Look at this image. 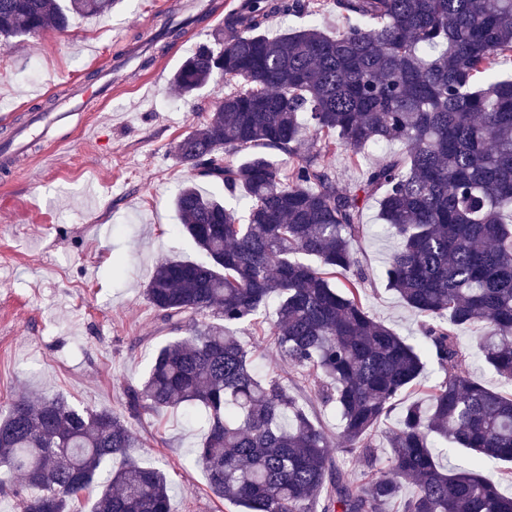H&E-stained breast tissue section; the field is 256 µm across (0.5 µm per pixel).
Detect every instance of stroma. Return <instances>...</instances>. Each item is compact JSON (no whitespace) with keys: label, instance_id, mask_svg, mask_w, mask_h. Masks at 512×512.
<instances>
[{"label":"stroma","instance_id":"obj_1","mask_svg":"<svg viewBox=\"0 0 512 512\" xmlns=\"http://www.w3.org/2000/svg\"><path fill=\"white\" fill-rule=\"evenodd\" d=\"M187 2L119 0L110 16L73 17L67 37L47 30L0 48V144L133 47L150 44L148 56L162 69L153 82L138 63L113 75L112 96L98 110L52 130L57 150L23 159L16 173L0 171V402L22 392L59 395L125 415L126 387L143 378L165 339L145 295L152 272L162 259L200 256L178 230L174 194L193 176L174 146L224 94L216 78L187 98L170 77L215 34L233 38L224 17L240 0H210L211 14L181 38L156 40ZM363 222L359 257L375 272L394 242L378 232L377 206L365 209ZM363 297L376 320L420 338L418 318L378 280ZM238 336L260 373L306 386V372L279 358L273 336ZM131 425L140 440L135 456L169 477L171 512H235L191 463L198 424L164 409Z\"/></svg>","mask_w":512,"mask_h":512}]
</instances>
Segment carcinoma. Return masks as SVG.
Listing matches in <instances>:
<instances>
[{
  "mask_svg": "<svg viewBox=\"0 0 512 512\" xmlns=\"http://www.w3.org/2000/svg\"><path fill=\"white\" fill-rule=\"evenodd\" d=\"M116 0H0V45L105 17ZM348 20L271 35L272 16L303 0H243L224 18L233 42L197 47L173 74L187 95L215 77L224 98L175 145L180 161L224 188L190 181L175 198L199 260L166 259L146 296L161 328L146 376L126 390L132 417L201 409L194 462L210 490L242 512H512V494L483 476L512 462V395L464 367L459 331L479 324L478 354L512 385V0H327ZM324 149L308 146L309 136ZM399 141L364 180L339 187L323 151L353 162ZM288 157L279 163L256 147ZM378 200L396 245L378 273L421 318L413 343L375 320L360 291L369 278L354 245ZM276 350L306 369L314 399L332 406L341 447L360 481L332 472V442L288 383L260 377L253 351L229 327L255 329L270 300ZM444 377L399 413L386 460L371 433L428 362ZM139 440L110 409L21 393L0 407V485L18 475L17 512H71L97 489L92 512H170L168 480L133 455ZM448 447L472 465L450 472ZM119 458L100 486L103 466ZM415 492L401 500L406 482Z\"/></svg>",
  "mask_w": 512,
  "mask_h": 512,
  "instance_id": "cac0c4a2",
  "label": "carcinoma"
}]
</instances>
